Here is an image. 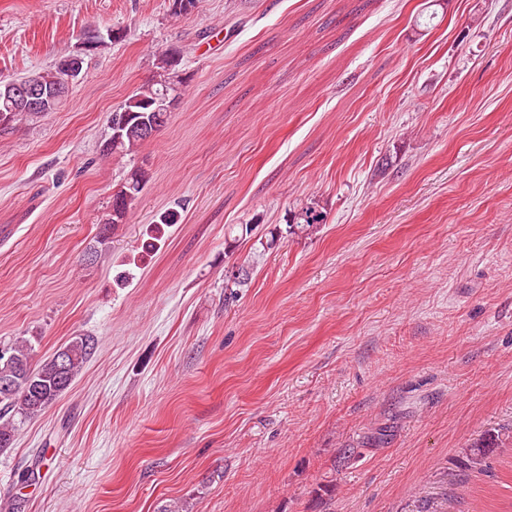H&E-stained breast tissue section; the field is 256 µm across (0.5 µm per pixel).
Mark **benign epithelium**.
Segmentation results:
<instances>
[{"instance_id":"benign-epithelium-1","label":"benign epithelium","mask_w":512,"mask_h":512,"mask_svg":"<svg viewBox=\"0 0 512 512\" xmlns=\"http://www.w3.org/2000/svg\"><path fill=\"white\" fill-rule=\"evenodd\" d=\"M102 40V35L94 32L83 39L76 53L58 60L57 65L66 73V77L64 84L52 90L44 87L34 77L23 83H10L5 93V98L12 103L9 111L13 112L19 108L32 112L51 111L54 102L65 97L72 89L74 82L82 73L85 60L96 53Z\"/></svg>"}]
</instances>
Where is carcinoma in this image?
Wrapping results in <instances>:
<instances>
[{"instance_id": "cac0c4a2", "label": "carcinoma", "mask_w": 512, "mask_h": 512, "mask_svg": "<svg viewBox=\"0 0 512 512\" xmlns=\"http://www.w3.org/2000/svg\"><path fill=\"white\" fill-rule=\"evenodd\" d=\"M182 59L181 55L174 56L165 51L158 55L155 79L141 86L122 104V108L132 113V121L124 131L122 139L114 142L112 128H107L100 144L101 155L132 154L146 141L137 124L152 121L155 116L152 109L163 91L173 90L175 78L181 72ZM42 118L44 114L40 112H12L9 124L0 126V132L6 133L23 122L33 124ZM131 185L136 189H144V171L131 169L127 172L120 186L127 190ZM130 208L129 203L121 207L113 206L101 217L97 238L99 245L107 244L116 225L125 223ZM324 221V212L309 204L291 214L286 233L310 235ZM96 345L97 342L92 336H73L60 346L63 354L53 353L32 368L29 374L22 371V366L30 365V348L26 343L17 342L8 348L0 349V382L11 380L17 385L15 393L0 398V441H6V447L9 448L14 443L20 424L37 416L71 387L84 365L95 353ZM501 442L503 438L500 435L492 434L489 438L474 443L467 449L461 466L468 470L482 469L489 448Z\"/></svg>"}]
</instances>
